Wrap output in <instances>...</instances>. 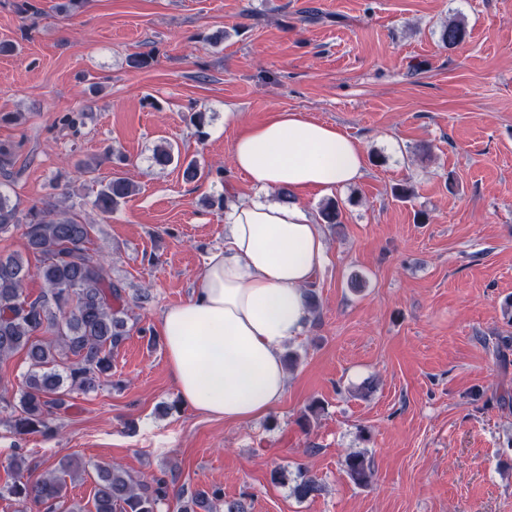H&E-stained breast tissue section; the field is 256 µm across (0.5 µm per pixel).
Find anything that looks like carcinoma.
Returning <instances> with one entry per match:
<instances>
[{
    "mask_svg": "<svg viewBox=\"0 0 512 512\" xmlns=\"http://www.w3.org/2000/svg\"><path fill=\"white\" fill-rule=\"evenodd\" d=\"M466 36L460 19L448 20L440 30L446 49ZM136 192L130 180L114 176L100 183L93 205L109 214ZM340 214L336 200L324 202L319 210L326 224L340 223ZM92 231L93 225L77 215L55 212L50 200L23 210L0 190V235L21 234L27 251L39 257L33 268L19 253L0 255V359L21 352L28 363L16 395L0 393V413L18 435L56 433L53 421L68 409L65 396L94 390L112 372V349L129 335L125 289L107 278L104 260L88 248ZM34 275L46 290L31 300L25 288ZM10 466L17 479L0 489V498H14L20 512H60L66 478L86 472L81 461L64 458L44 478L30 482L23 479L24 459L13 457ZM344 468L359 486L372 477V461L365 452L347 454ZM321 490L316 476L298 471L295 497L306 500ZM168 498L163 479L137 480L115 463L95 466L94 512H158ZM195 506L206 512H248L240 500L216 503L206 492L187 501L179 498V512H191Z\"/></svg>",
    "mask_w": 512,
    "mask_h": 512,
    "instance_id": "cac0c4a2",
    "label": "carcinoma"
}]
</instances>
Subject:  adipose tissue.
<instances>
[{"label": "adipose tissue", "instance_id": "ef3b65f1", "mask_svg": "<svg viewBox=\"0 0 512 512\" xmlns=\"http://www.w3.org/2000/svg\"><path fill=\"white\" fill-rule=\"evenodd\" d=\"M253 190L224 209V245L211 251L191 297L159 321L169 375L193 409L236 425L266 416L287 391L283 352L310 319L305 291L328 260L303 197L330 195L367 169L359 142L297 112H274L232 145ZM288 189V202L269 199Z\"/></svg>", "mask_w": 512, "mask_h": 512}]
</instances>
